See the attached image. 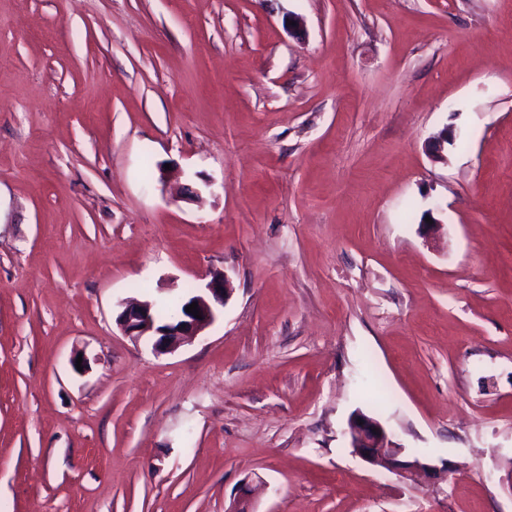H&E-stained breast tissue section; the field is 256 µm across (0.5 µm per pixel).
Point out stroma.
<instances>
[{"instance_id": "obj_1", "label": "stroma", "mask_w": 512, "mask_h": 512, "mask_svg": "<svg viewBox=\"0 0 512 512\" xmlns=\"http://www.w3.org/2000/svg\"><path fill=\"white\" fill-rule=\"evenodd\" d=\"M215 272L174 352L117 325ZM511 471L512 0H0V512H512ZM358 419L363 421L362 425H359ZM372 429H376V432H372ZM346 432L350 448H354V453L364 462L393 472L405 480H430L448 471L446 464L438 467L426 459L404 457V448L393 443L382 424L361 412L349 418Z\"/></svg>"}]
</instances>
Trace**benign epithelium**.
<instances>
[{
	"label": "benign epithelium",
	"mask_w": 512,
	"mask_h": 512,
	"mask_svg": "<svg viewBox=\"0 0 512 512\" xmlns=\"http://www.w3.org/2000/svg\"><path fill=\"white\" fill-rule=\"evenodd\" d=\"M453 136L445 132L432 137L427 145L428 155L434 162L447 161L448 142ZM208 294H192L186 299L185 305L198 304L202 318L181 312L178 318L163 325L156 322L152 315L153 303L150 301L133 302L122 307L117 322L124 335L138 341L147 336L153 339V349L157 354L173 352L181 341L197 336L208 328L215 320V306L224 305L232 289L228 280L219 274L212 276L206 285ZM347 434L350 447L355 449L364 462L393 472L411 482L423 479H434L448 471L447 465L437 466L426 459L404 457V448L391 440L382 424L360 412L348 420ZM227 512H255L252 508V488L244 484L240 495L233 499Z\"/></svg>",
	"instance_id": "benign-epithelium-1"
}]
</instances>
